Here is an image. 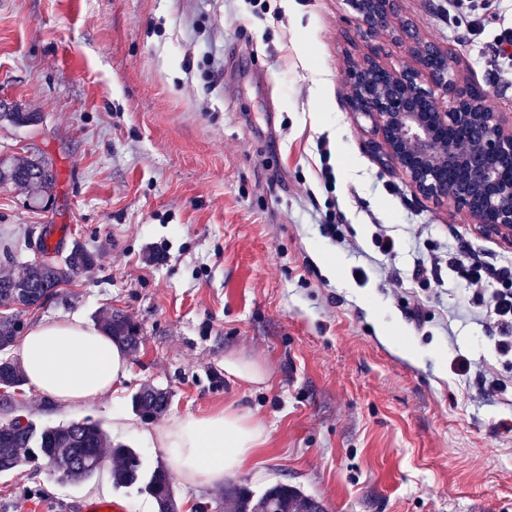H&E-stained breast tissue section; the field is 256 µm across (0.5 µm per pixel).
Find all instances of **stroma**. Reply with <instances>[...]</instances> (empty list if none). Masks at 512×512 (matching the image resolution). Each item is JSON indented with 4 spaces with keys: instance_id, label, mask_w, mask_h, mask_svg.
Returning <instances> with one entry per match:
<instances>
[{
    "instance_id": "1",
    "label": "stroma",
    "mask_w": 512,
    "mask_h": 512,
    "mask_svg": "<svg viewBox=\"0 0 512 512\" xmlns=\"http://www.w3.org/2000/svg\"><path fill=\"white\" fill-rule=\"evenodd\" d=\"M447 8L396 0L394 28L366 34L347 0H0V100L41 116L0 123V160L42 155L58 175L42 209L0 185V274L33 260L44 231L64 252L81 242L96 265L26 312L24 329L112 310L141 330L116 394L67 409L26 385L15 414L97 421L153 467L166 456L131 402L154 386L171 394L155 425L232 403L265 426L234 478L254 493L293 485L326 512H512V356L495 351L494 319L467 310L469 285L447 264L464 249L512 265V244L452 199L417 196L344 79L369 59L412 65L405 24L452 51L459 79L511 121L496 26L468 35ZM379 225L394 255L375 247ZM431 254L444 264L417 278ZM228 358L264 382L229 377ZM486 376L500 393L486 396ZM173 482L179 512H224L223 487ZM98 498L157 510L107 471L82 485L32 463L0 474V512H79Z\"/></svg>"
}]
</instances>
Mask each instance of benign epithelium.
<instances>
[{"label":"benign epithelium","instance_id":"benign-epithelium-1","mask_svg":"<svg viewBox=\"0 0 512 512\" xmlns=\"http://www.w3.org/2000/svg\"><path fill=\"white\" fill-rule=\"evenodd\" d=\"M358 29L387 25L394 0H348ZM415 65L389 69L375 61L345 73L350 105L375 122L379 147L397 165L414 193L451 197L457 207L491 233L512 234V178L498 162L512 165V127L457 75L448 50L404 30ZM468 133L465 148L450 136Z\"/></svg>","mask_w":512,"mask_h":512}]
</instances>
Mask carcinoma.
Returning <instances> with one entry per match:
<instances>
[{"instance_id":"obj_1","label":"carcinoma","mask_w":512,"mask_h":512,"mask_svg":"<svg viewBox=\"0 0 512 512\" xmlns=\"http://www.w3.org/2000/svg\"><path fill=\"white\" fill-rule=\"evenodd\" d=\"M35 112H24L17 105L0 103V121L15 127H29L39 122ZM56 182L51 163L43 157L26 159L13 164L0 161V184H12L24 191L30 203L38 207L49 200ZM37 257L26 263L18 276L0 277V305L13 301L17 307L0 316V385L20 389L27 382L24 371L7 357L21 330V317L30 308L54 299L53 287L62 285L80 271L92 267L97 255L80 243H73L61 259L58 249L41 243ZM102 328L112 341L134 351L138 348L139 328L120 313L106 312L101 316ZM170 402L169 392L145 386L132 398V410L148 419L163 413ZM115 460L112 482L118 488L145 492L157 503L158 512H178L173 484L163 466L147 470L142 454L123 444H114L99 424L74 421L66 424L41 426L13 416L0 420V473L22 463L40 460L55 461L64 471L65 480L84 483L98 476L106 452ZM224 508L227 512H324L315 498L288 484H276L260 496L243 486L232 484L224 488Z\"/></svg>"}]
</instances>
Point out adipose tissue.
I'll return each mask as SVG.
<instances>
[{
  "mask_svg": "<svg viewBox=\"0 0 512 512\" xmlns=\"http://www.w3.org/2000/svg\"><path fill=\"white\" fill-rule=\"evenodd\" d=\"M18 356L30 386L67 408L118 392L130 371L123 349L77 316L30 329ZM149 436L183 479L198 487L240 473L267 439L261 422L231 404L204 417L173 418Z\"/></svg>",
  "mask_w": 512,
  "mask_h": 512,
  "instance_id": "adipose-tissue-1",
  "label": "adipose tissue"
}]
</instances>
